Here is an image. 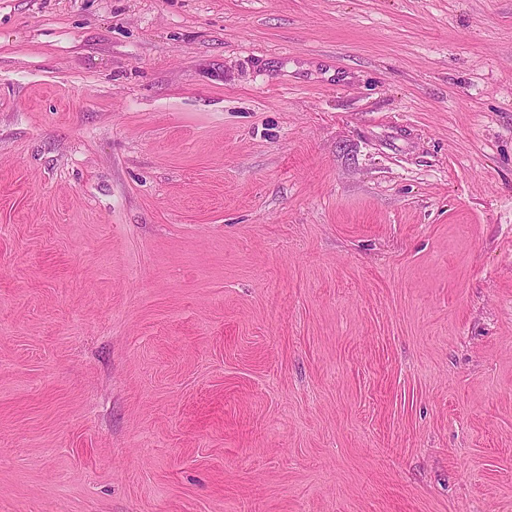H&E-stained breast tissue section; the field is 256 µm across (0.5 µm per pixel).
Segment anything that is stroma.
Returning a JSON list of instances; mask_svg holds the SVG:
<instances>
[{
  "label": "stroma",
  "instance_id": "1",
  "mask_svg": "<svg viewBox=\"0 0 512 512\" xmlns=\"http://www.w3.org/2000/svg\"><path fill=\"white\" fill-rule=\"evenodd\" d=\"M0 512H512V0H0Z\"/></svg>",
  "mask_w": 512,
  "mask_h": 512
}]
</instances>
